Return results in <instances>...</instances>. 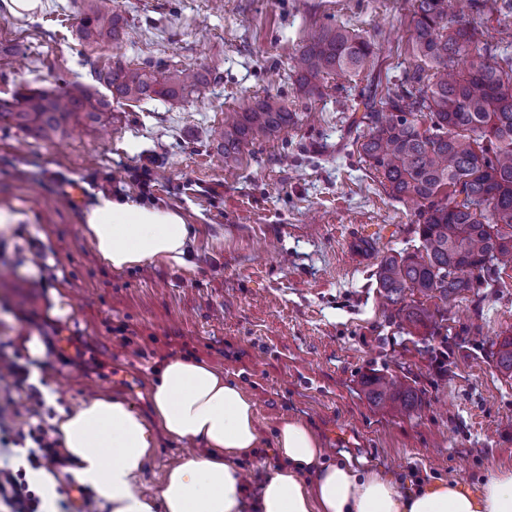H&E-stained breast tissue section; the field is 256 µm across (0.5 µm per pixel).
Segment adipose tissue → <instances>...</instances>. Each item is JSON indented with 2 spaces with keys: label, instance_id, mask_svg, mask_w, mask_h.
<instances>
[{
  "label": "adipose tissue",
  "instance_id": "obj_1",
  "mask_svg": "<svg viewBox=\"0 0 512 512\" xmlns=\"http://www.w3.org/2000/svg\"><path fill=\"white\" fill-rule=\"evenodd\" d=\"M83 234L115 271L189 264V228L172 208L102 195L85 215ZM152 404L146 419L100 394L55 420L77 480L108 512H512V470L489 472L473 486L432 479L405 492L382 472L330 461L315 431L293 419L275 437L278 468L251 490L242 463L262 446L255 403L204 361L169 358ZM158 431L203 451L171 466L148 492L140 477Z\"/></svg>",
  "mask_w": 512,
  "mask_h": 512
}]
</instances>
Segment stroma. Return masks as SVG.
Returning a JSON list of instances; mask_svg holds the SVG:
<instances>
[{
  "mask_svg": "<svg viewBox=\"0 0 512 512\" xmlns=\"http://www.w3.org/2000/svg\"><path fill=\"white\" fill-rule=\"evenodd\" d=\"M134 28L127 62L211 68L198 96L113 106L112 131L83 125L44 141L0 127V207L20 220L0 229V352L28 356L35 386L53 385L38 414L0 377V423L53 425L93 394L141 413L161 364L204 360L252 397L263 439L247 462L252 484L279 464L283 420L308 424L336 459L416 484L476 483L512 468V378L490 356L512 334V273L462 293L446 320L412 326L385 308L374 273L384 256L413 251V207L389 197L348 140L347 117L364 77L328 80L299 99L291 58L308 30L346 25L375 36L381 77L398 81L416 59L410 0H115ZM82 0H40L29 17L0 8V100L57 78L91 82L109 50L81 54L72 32ZM278 94L295 122L247 147L227 171L213 141L226 109ZM80 183L82 205L64 196ZM177 209L190 230L189 267L114 271L81 233L99 193ZM447 354L448 369L437 360ZM393 375L416 393L405 414L372 406L365 384ZM137 381L126 391L124 377ZM156 437L141 480L161 485L190 455Z\"/></svg>",
  "mask_w": 512,
  "mask_h": 512,
  "instance_id": "stroma-1",
  "label": "stroma"
}]
</instances>
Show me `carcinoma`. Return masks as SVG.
Here are the masks:
<instances>
[{
	"mask_svg": "<svg viewBox=\"0 0 512 512\" xmlns=\"http://www.w3.org/2000/svg\"><path fill=\"white\" fill-rule=\"evenodd\" d=\"M461 0H412L411 44L417 63L400 82L368 86L353 106L351 127L363 162L392 198L415 206L420 244L387 256L376 278L387 304L403 320L425 325L473 288L496 281L512 265V54L482 39ZM130 24L114 0H84L75 39L84 48L118 49ZM376 69L373 42L343 26L314 29L292 57L290 78L304 100L323 95L331 76H358ZM207 68L185 71L127 63L116 53L93 71L105 92L77 80L58 91L28 89L0 103V122L28 136L50 139L72 121L105 126L112 104L155 99L184 100L208 84ZM293 112L278 95L248 98L224 112L217 148L227 167L244 148L280 133ZM440 301L436 312L403 305L406 292ZM497 367L512 378V336L495 343ZM368 397L380 409L407 412L413 390L374 375Z\"/></svg>",
	"mask_w": 512,
	"mask_h": 512,
	"instance_id": "obj_1",
	"label": "carcinoma"
}]
</instances>
